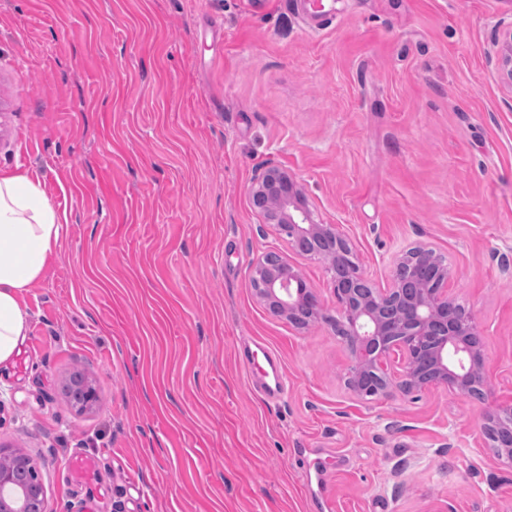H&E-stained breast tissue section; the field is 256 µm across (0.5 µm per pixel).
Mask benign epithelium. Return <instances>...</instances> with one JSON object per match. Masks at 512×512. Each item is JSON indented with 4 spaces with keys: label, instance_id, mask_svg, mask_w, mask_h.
I'll list each match as a JSON object with an SVG mask.
<instances>
[{
    "label": "benign epithelium",
    "instance_id": "benign-epithelium-1",
    "mask_svg": "<svg viewBox=\"0 0 512 512\" xmlns=\"http://www.w3.org/2000/svg\"><path fill=\"white\" fill-rule=\"evenodd\" d=\"M512 89V31L489 57ZM251 205L286 236L289 248L326 265L335 313L318 298L288 253L267 252L252 264L256 296L273 315L303 329L325 317L348 351L349 389L357 396L411 393L435 386L463 395L487 384L483 339L472 315L448 293L450 273L431 247L415 245L392 261L390 286L364 276L355 250L335 224L315 218L300 182L275 166L254 180ZM400 361L399 381L389 376ZM481 428L497 456L512 465V403L484 408ZM0 512H47L41 464L19 450L0 448Z\"/></svg>",
    "mask_w": 512,
    "mask_h": 512
}]
</instances>
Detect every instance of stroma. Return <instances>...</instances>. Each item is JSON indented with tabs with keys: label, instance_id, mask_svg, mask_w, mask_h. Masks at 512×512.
<instances>
[{
	"label": "stroma",
	"instance_id": "35a3bbf8",
	"mask_svg": "<svg viewBox=\"0 0 512 512\" xmlns=\"http://www.w3.org/2000/svg\"><path fill=\"white\" fill-rule=\"evenodd\" d=\"M509 29L512 0H0V172L62 224L0 443L41 462L48 512H512L480 421L512 401V90L487 61ZM270 164L376 287L414 244L445 260L484 399L357 397L329 326L257 300L252 260L287 247L250 203ZM257 342L279 400L242 361ZM263 358L267 369L262 368L256 388L265 399H280L286 392V379L280 362L276 356L267 351L263 352Z\"/></svg>",
	"mask_w": 512,
	"mask_h": 512
}]
</instances>
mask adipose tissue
<instances>
[{
  "instance_id": "1",
  "label": "adipose tissue",
  "mask_w": 512,
  "mask_h": 512,
  "mask_svg": "<svg viewBox=\"0 0 512 512\" xmlns=\"http://www.w3.org/2000/svg\"><path fill=\"white\" fill-rule=\"evenodd\" d=\"M61 231L39 180L0 175V366L11 362L28 335L21 299L43 278Z\"/></svg>"
}]
</instances>
